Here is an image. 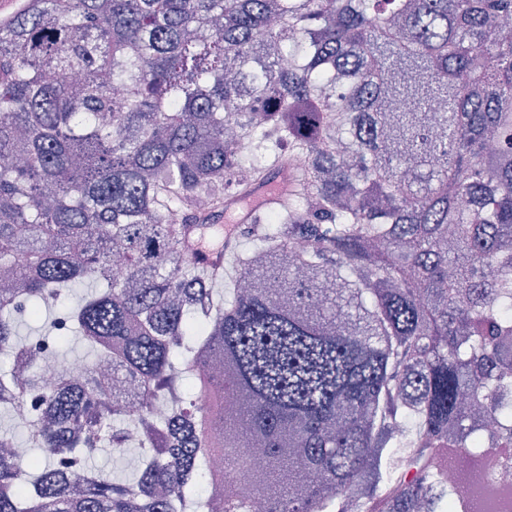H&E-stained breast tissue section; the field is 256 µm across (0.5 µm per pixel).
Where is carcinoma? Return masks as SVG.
Segmentation results:
<instances>
[{"label": "carcinoma", "instance_id": "obj_1", "mask_svg": "<svg viewBox=\"0 0 512 512\" xmlns=\"http://www.w3.org/2000/svg\"><path fill=\"white\" fill-rule=\"evenodd\" d=\"M37 2L0 27V408L34 400L48 462L21 474L0 429V512H206L209 454L264 463L215 512L486 502L512 476L483 466L512 448V0ZM260 183L285 201L259 245L207 263ZM82 284L63 320L96 361L45 387L18 315ZM132 444L133 478L87 470Z\"/></svg>", "mask_w": 512, "mask_h": 512}]
</instances>
